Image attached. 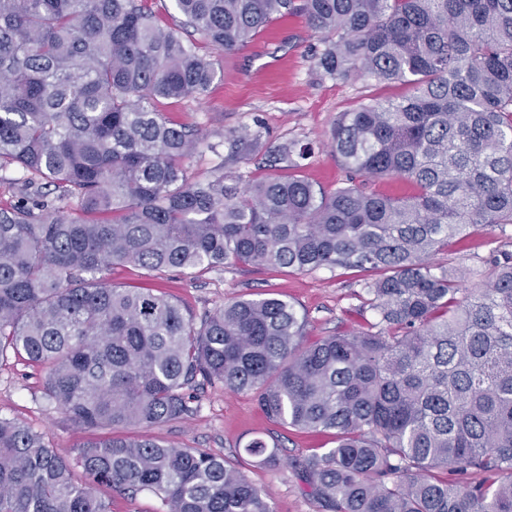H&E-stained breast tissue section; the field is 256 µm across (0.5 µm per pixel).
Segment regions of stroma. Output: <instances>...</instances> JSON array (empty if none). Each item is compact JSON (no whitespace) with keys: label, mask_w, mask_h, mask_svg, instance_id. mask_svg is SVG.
Here are the masks:
<instances>
[{"label":"stroma","mask_w":512,"mask_h":512,"mask_svg":"<svg viewBox=\"0 0 512 512\" xmlns=\"http://www.w3.org/2000/svg\"><path fill=\"white\" fill-rule=\"evenodd\" d=\"M322 48L319 36L301 14L275 20L248 46L222 56L221 79L208 100L166 105L169 119L198 126L209 142L188 161L189 174L203 176L223 163V156L212 153L209 146L222 140L225 129L257 126L269 146L290 138L316 143L305 176L328 190L339 186L344 173L324 145L337 116L369 100L398 98L404 89L373 80L322 79L312 59ZM501 251L512 252V224L450 245L437 260L466 271L483 267ZM109 277L119 287L150 288L172 296L197 319L237 298L271 294L295 303L306 313V338L310 341L363 326L371 316L358 296L363 275L354 270L256 271L227 264L191 278L175 271L150 276L137 266L126 265L114 267ZM45 375V367L30 365L23 358L10 355L1 359L0 416L29 425L49 448L71 459L73 481L86 482L85 472L75 458L79 447L93 434L46 401ZM186 393L192 398V414L147 428L146 436L165 445L199 448L223 458L227 465L243 471L258 489L270 494L275 512H323L310 495L298 465L333 447L332 434L303 431L269 420L251 392H231L220 384H204L189 386ZM258 436L278 444L283 456L278 470L260 467L244 454V446ZM97 494L111 501L112 512H167L162 499L149 491L131 494L102 485Z\"/></svg>","instance_id":"1"}]
</instances>
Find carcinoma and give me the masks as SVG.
Segmentation results:
<instances>
[{
  "label": "carcinoma",
  "instance_id": "carcinoma-1",
  "mask_svg": "<svg viewBox=\"0 0 512 512\" xmlns=\"http://www.w3.org/2000/svg\"><path fill=\"white\" fill-rule=\"evenodd\" d=\"M171 2L164 27L148 0H0V170L22 173L24 199L0 208V359L46 366L48 403L89 430L187 416L199 378L253 391L270 420L334 434L302 464L329 512H512V253L471 288L432 262L512 224V0ZM293 13L322 37V77L405 94L336 118L347 176L333 190L301 174L314 148L295 139L265 148L273 175L188 177L206 138L159 106L208 99L215 55ZM261 139L229 129L227 156L247 160ZM390 176L412 193L362 183ZM125 264L372 271L358 297L373 321L304 346L306 315L259 296L197 325L170 297L107 280ZM243 451L282 462L261 438ZM79 463L88 485L0 417V512H111L97 485L149 490L168 512H274L201 449L112 435Z\"/></svg>",
  "mask_w": 512,
  "mask_h": 512
}]
</instances>
